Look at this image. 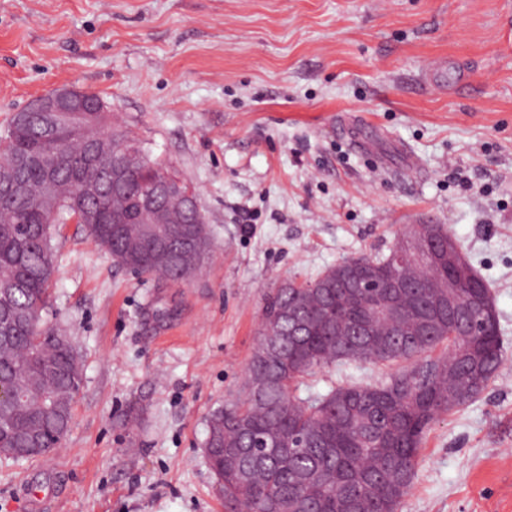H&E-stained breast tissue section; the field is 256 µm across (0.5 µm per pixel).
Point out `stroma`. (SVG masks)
I'll list each match as a JSON object with an SVG mask.
<instances>
[{
  "mask_svg": "<svg viewBox=\"0 0 512 512\" xmlns=\"http://www.w3.org/2000/svg\"><path fill=\"white\" fill-rule=\"evenodd\" d=\"M60 86L194 188L213 253L162 282L56 225L42 324L83 380L58 448L0 460V512H224L208 421L246 394L267 296L412 224L459 240L505 355L432 425L399 512H512V0H0V129ZM403 369L325 368L301 393Z\"/></svg>",
  "mask_w": 512,
  "mask_h": 512,
  "instance_id": "1",
  "label": "stroma"
}]
</instances>
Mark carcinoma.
Wrapping results in <instances>:
<instances>
[{"label":"carcinoma","mask_w":512,"mask_h":512,"mask_svg":"<svg viewBox=\"0 0 512 512\" xmlns=\"http://www.w3.org/2000/svg\"><path fill=\"white\" fill-rule=\"evenodd\" d=\"M107 116L16 113L0 135V181L23 180L0 194V382L21 394L0 399V448H23L33 433L60 445L82 381L72 347L40 328L52 225L75 215L117 266L166 280L197 271L212 252L207 225L187 207L139 201L142 182L178 174ZM116 169L121 193L112 191ZM423 228L436 258L398 263ZM450 238L446 224H412L389 254L344 259L269 296L248 394L209 419L207 459L225 512H398L430 426L474 399L504 359L491 291L458 242L463 302L453 308L444 297L456 271L445 259ZM359 275L374 286L336 294V281ZM399 279L412 287H387ZM399 361L412 367L377 385L299 394L302 379L336 362Z\"/></svg>","instance_id":"obj_1"}]
</instances>
